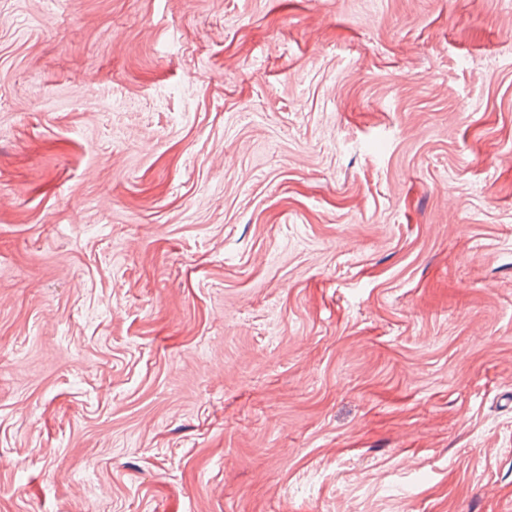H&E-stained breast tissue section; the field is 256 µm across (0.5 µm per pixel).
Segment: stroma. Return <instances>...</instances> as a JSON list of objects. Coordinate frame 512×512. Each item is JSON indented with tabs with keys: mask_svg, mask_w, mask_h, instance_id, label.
<instances>
[{
	"mask_svg": "<svg viewBox=\"0 0 512 512\" xmlns=\"http://www.w3.org/2000/svg\"><path fill=\"white\" fill-rule=\"evenodd\" d=\"M0 512H512V0H0Z\"/></svg>",
	"mask_w": 512,
	"mask_h": 512,
	"instance_id": "stroma-1",
	"label": "stroma"
}]
</instances>
